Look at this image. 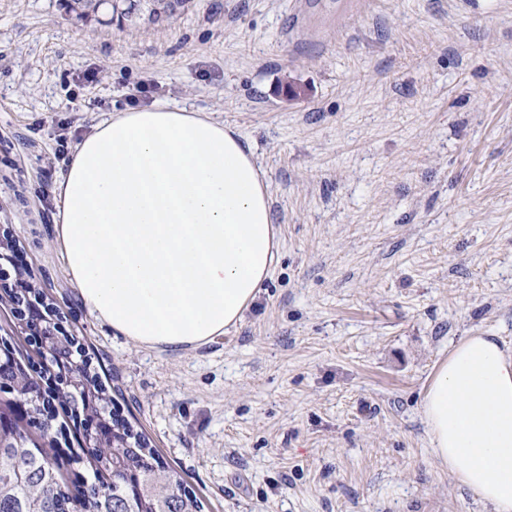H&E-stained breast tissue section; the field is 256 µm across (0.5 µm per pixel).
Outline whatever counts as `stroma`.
<instances>
[{
    "label": "stroma",
    "instance_id": "obj_1",
    "mask_svg": "<svg viewBox=\"0 0 512 512\" xmlns=\"http://www.w3.org/2000/svg\"><path fill=\"white\" fill-rule=\"evenodd\" d=\"M342 2L118 27L0 0V231L206 512H492L435 460L420 401L461 338L512 353V0ZM156 103L240 133L281 233L242 321L186 351L98 323L53 245L80 138ZM56 414L69 486L92 482Z\"/></svg>",
    "mask_w": 512,
    "mask_h": 512
}]
</instances>
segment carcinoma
<instances>
[{
    "label": "carcinoma",
    "mask_w": 512,
    "mask_h": 512,
    "mask_svg": "<svg viewBox=\"0 0 512 512\" xmlns=\"http://www.w3.org/2000/svg\"><path fill=\"white\" fill-rule=\"evenodd\" d=\"M6 351L0 361V379L25 384L22 391L0 394V512H204L205 504L170 469L143 433L129 421L108 410L111 397L89 360L76 370L56 368V382L70 377L95 394V402L79 398L74 411L85 415L98 409L112 420L118 442L104 444L75 462L93 475V481L72 493L56 462L59 455L57 415L49 405L69 403L68 394L44 393L36 400L23 396L39 386L43 372L23 363L17 352L0 342Z\"/></svg>",
    "instance_id": "carcinoma-1"
}]
</instances>
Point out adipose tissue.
I'll return each instance as SVG.
<instances>
[{"label":"adipose tissue","mask_w":512,"mask_h":512,"mask_svg":"<svg viewBox=\"0 0 512 512\" xmlns=\"http://www.w3.org/2000/svg\"><path fill=\"white\" fill-rule=\"evenodd\" d=\"M54 244L90 314L139 347L182 351L237 325L281 241L268 184L237 130L158 103L117 112L56 183ZM439 465L512 512V354L454 345L421 399Z\"/></svg>","instance_id":"ef3b65f1"}]
</instances>
